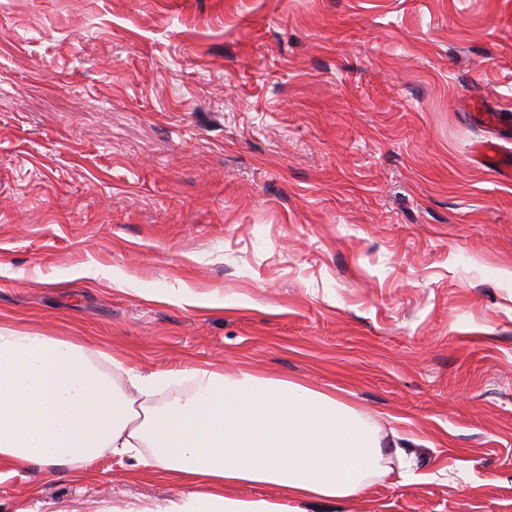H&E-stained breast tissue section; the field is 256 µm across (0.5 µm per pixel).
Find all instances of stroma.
<instances>
[{"label":"stroma","mask_w":512,"mask_h":512,"mask_svg":"<svg viewBox=\"0 0 512 512\" xmlns=\"http://www.w3.org/2000/svg\"><path fill=\"white\" fill-rule=\"evenodd\" d=\"M512 0H0V326L336 394L386 475L309 512H512ZM104 455L0 512H151ZM472 159L478 165L488 168L497 179L512 182V161L501 154L499 145L493 140L477 142L471 151Z\"/></svg>","instance_id":"35a3bbf8"}]
</instances>
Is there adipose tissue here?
I'll list each match as a JSON object with an SVG mask.
<instances>
[{"label":"adipose tissue","instance_id":"obj_1","mask_svg":"<svg viewBox=\"0 0 512 512\" xmlns=\"http://www.w3.org/2000/svg\"><path fill=\"white\" fill-rule=\"evenodd\" d=\"M103 369L84 345L0 327V471L79 468L104 454L173 475L184 492L164 512H303L308 501L364 493L382 472L377 430L335 395L248 371L192 369L193 391L150 400L176 375L119 358ZM126 390H117L113 372ZM276 487L277 501L234 496Z\"/></svg>","mask_w":512,"mask_h":512}]
</instances>
